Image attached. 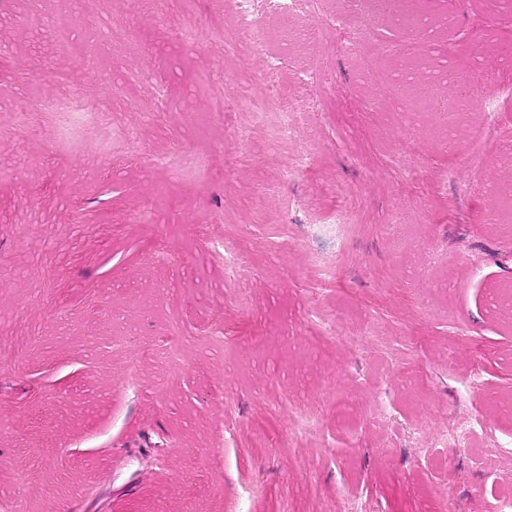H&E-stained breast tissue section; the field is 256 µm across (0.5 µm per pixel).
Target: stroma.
<instances>
[{
  "instance_id": "obj_1",
  "label": "stroma",
  "mask_w": 512,
  "mask_h": 512,
  "mask_svg": "<svg viewBox=\"0 0 512 512\" xmlns=\"http://www.w3.org/2000/svg\"><path fill=\"white\" fill-rule=\"evenodd\" d=\"M420 6L500 101L464 112L450 149L425 73L433 113L411 128L387 110L396 88L364 76L408 42L372 0L289 45L329 85L280 144L275 113L240 100L262 93L264 55L209 37L234 29L231 0H0V512H339L359 495L484 512L512 491V410L494 402L512 397V317L485 304L512 279L489 192L512 187V0ZM64 15L88 18L66 50ZM74 93L102 115L16 128L17 106ZM236 128L248 139L226 150ZM302 146L312 169L283 180ZM340 194L353 229L309 223ZM326 321L347 343L321 339ZM295 405L319 435H291ZM477 412L474 446L438 445Z\"/></svg>"
}]
</instances>
